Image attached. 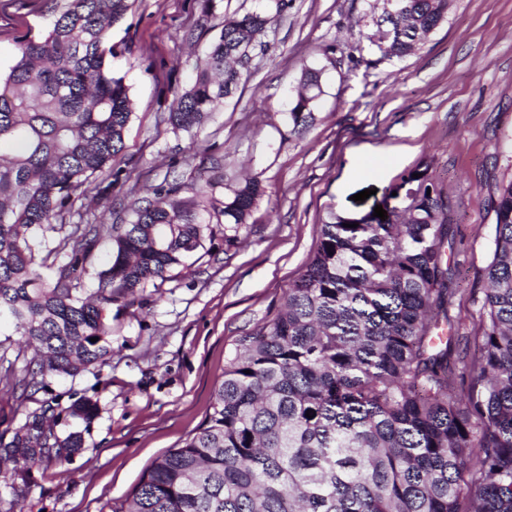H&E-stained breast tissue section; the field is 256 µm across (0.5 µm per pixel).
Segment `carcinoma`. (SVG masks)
<instances>
[{
	"mask_svg": "<svg viewBox=\"0 0 512 512\" xmlns=\"http://www.w3.org/2000/svg\"><path fill=\"white\" fill-rule=\"evenodd\" d=\"M131 6L65 0L0 78V145L13 146L0 151V318L36 351L25 388L104 362L112 305L185 265L212 224L237 240L263 192L252 177L220 200L200 176L190 184L200 204L174 182L124 224L66 222L124 148L130 87L107 57L112 26ZM447 14L448 0H403L399 14L377 19L390 33L384 54H409ZM270 23L262 12L224 16L168 125L200 126L237 90L267 50L258 36ZM321 93V72L304 69L293 125L313 120ZM394 199L376 224L322 225L277 315L237 340L199 432L156 460L113 512H512V182L494 199L482 332L459 368L448 360L458 332L448 314V197L426 165L402 175ZM38 234L59 241L43 248ZM103 237L111 258L86 297L85 264ZM60 250L68 261L56 267L49 259ZM49 411L28 415L0 455L70 463L84 438L59 437ZM69 412L87 421L96 404L82 399Z\"/></svg>",
	"mask_w": 512,
	"mask_h": 512,
	"instance_id": "1",
	"label": "carcinoma"
}]
</instances>
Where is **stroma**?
<instances>
[{
    "label": "stroma",
    "mask_w": 512,
    "mask_h": 512,
    "mask_svg": "<svg viewBox=\"0 0 512 512\" xmlns=\"http://www.w3.org/2000/svg\"><path fill=\"white\" fill-rule=\"evenodd\" d=\"M135 0L110 32L112 65L130 86L131 121L113 172L116 183L90 196L94 224L129 219L134 201L152 200L170 170L187 185L184 159L219 161L225 185L259 177L257 200L237 242L217 225L204 249L151 282L133 304L112 307V355L73 376L48 377L32 394L18 386L34 352L0 322V441L35 411L52 406L59 436L82 432L83 451L65 467L29 466L24 479L0 469V512H114L146 470L198 431L240 336L273 319L330 218L373 219L375 207L410 170L426 165L448 195L450 316L460 337L449 356L475 349L476 301L490 258L497 186L512 181V0H451L446 19L401 58L376 38V0H288L235 93L193 133L172 132L165 117L177 90L191 85L224 16L267 8L268 0ZM55 0H0V73L20 45L46 34ZM365 36L343 54L350 30ZM322 72L323 93L306 127L288 119L303 69ZM370 190L365 201L357 193ZM97 404L87 422L69 406Z\"/></svg>",
    "instance_id": "stroma-1"
}]
</instances>
